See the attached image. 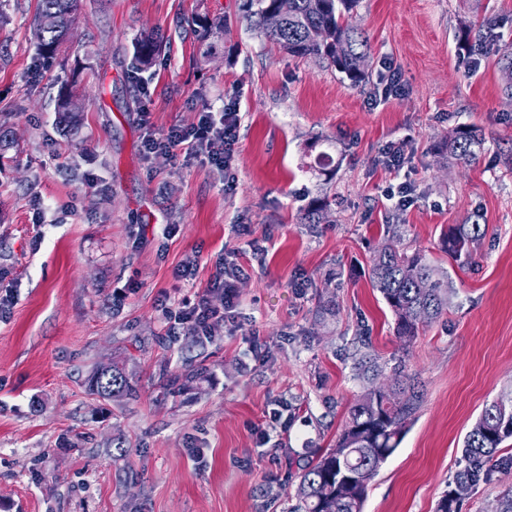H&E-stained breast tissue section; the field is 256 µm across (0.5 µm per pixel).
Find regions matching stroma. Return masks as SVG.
<instances>
[{
	"label": "stroma",
	"instance_id": "1",
	"mask_svg": "<svg viewBox=\"0 0 512 512\" xmlns=\"http://www.w3.org/2000/svg\"><path fill=\"white\" fill-rule=\"evenodd\" d=\"M241 4L81 0L48 64L37 54L36 0H0V284L13 294L0 317V505L9 512H288L299 469L334 446L366 390L355 369L366 353L383 384L405 362L422 403L363 512H436L466 434L486 404L512 394V98L497 54L512 42V0H360L362 86L280 52ZM486 15L500 24L476 56L463 26ZM222 17L224 31L208 33ZM153 32L163 50L144 75L145 98L133 52ZM388 62L402 90L381 100ZM67 86L82 109L75 129L56 110ZM229 96L241 117L233 190L206 164L143 156L147 129L192 127ZM463 124L485 142L474 163L456 166L437 144ZM400 141L406 159L395 170L380 155ZM402 183L403 207L387 195ZM316 199L327 208L310 224L303 213ZM475 212L484 233L461 265L440 237ZM168 224L174 237L162 235ZM393 241L448 275L447 313L409 343L370 280L374 254ZM192 257L194 279H177ZM223 259L246 271L223 332L160 347L164 307L205 292ZM326 302L335 315H321ZM187 360L207 379L171 393L160 373ZM114 364L139 398L88 393L92 370Z\"/></svg>",
	"mask_w": 512,
	"mask_h": 512
}]
</instances>
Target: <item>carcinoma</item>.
Returning <instances> with one entry per match:
<instances>
[{"instance_id":"obj_1","label":"carcinoma","mask_w":512,"mask_h":512,"mask_svg":"<svg viewBox=\"0 0 512 512\" xmlns=\"http://www.w3.org/2000/svg\"><path fill=\"white\" fill-rule=\"evenodd\" d=\"M294 7L280 27L268 29L267 16L277 8V0H243L242 11L254 29L297 58H319L357 86L369 79L360 66L367 56V40L352 19L359 0H293ZM79 0H38L35 22L53 13L58 28L46 30L37 42L39 55L52 58L64 44L63 34L71 28ZM163 39L147 35L134 47V69L148 71L162 51ZM483 145V135L469 125L457 126L443 137L439 154L455 164H471ZM481 215L474 214L467 224H456L443 232L441 245L458 264L472 259L471 244L481 236ZM371 282L394 316V331L409 342L419 327L439 319L448 308V281L439 275L425 255L407 254L392 243L372 259ZM205 369L196 368L176 375L169 385L187 387L205 380ZM392 387L379 397L366 390L348 411L336 445L310 462L299 475L297 504L293 512H362L367 487L380 466L399 445L409 421L420 406L414 377L406 365L394 368ZM88 392L102 398L136 399L137 385L125 370L114 366L96 370L88 379ZM512 439V403L494 401L485 406L466 435L462 450L463 467L454 487L440 499L436 512H460L462 500L454 489L473 490L491 480L493 472L512 473V455L500 456V446Z\"/></svg>"}]
</instances>
